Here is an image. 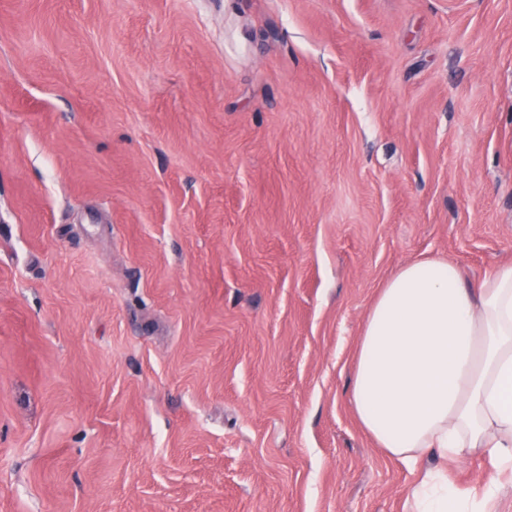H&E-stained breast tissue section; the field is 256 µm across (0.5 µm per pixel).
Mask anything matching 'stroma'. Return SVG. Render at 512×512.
<instances>
[{
	"label": "stroma",
	"mask_w": 512,
	"mask_h": 512,
	"mask_svg": "<svg viewBox=\"0 0 512 512\" xmlns=\"http://www.w3.org/2000/svg\"><path fill=\"white\" fill-rule=\"evenodd\" d=\"M426 256L512 263V0H0V512H407Z\"/></svg>",
	"instance_id": "35a3bbf8"
}]
</instances>
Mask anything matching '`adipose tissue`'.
Masks as SVG:
<instances>
[{
  "label": "adipose tissue",
  "instance_id": "adipose-tissue-1",
  "mask_svg": "<svg viewBox=\"0 0 512 512\" xmlns=\"http://www.w3.org/2000/svg\"><path fill=\"white\" fill-rule=\"evenodd\" d=\"M349 402L418 474L410 512H497L512 487V263L476 281L445 258L398 269L363 324ZM477 451L501 475L478 493L448 478Z\"/></svg>",
  "mask_w": 512,
  "mask_h": 512
}]
</instances>
